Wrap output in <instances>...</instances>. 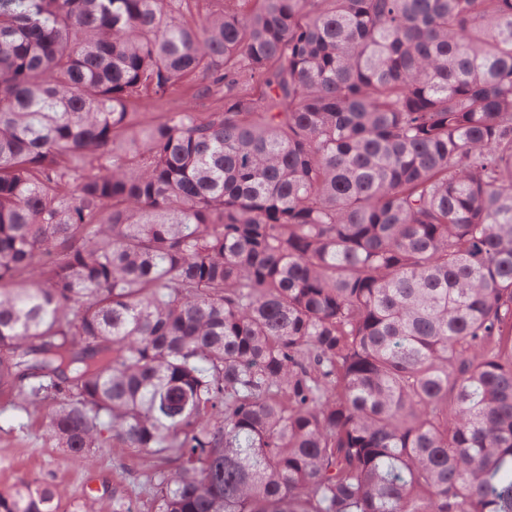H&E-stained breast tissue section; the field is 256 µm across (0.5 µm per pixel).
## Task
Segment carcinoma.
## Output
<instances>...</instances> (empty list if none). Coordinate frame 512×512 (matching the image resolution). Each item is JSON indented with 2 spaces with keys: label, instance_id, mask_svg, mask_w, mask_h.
I'll return each mask as SVG.
<instances>
[{
  "label": "carcinoma",
  "instance_id": "cac0c4a2",
  "mask_svg": "<svg viewBox=\"0 0 512 512\" xmlns=\"http://www.w3.org/2000/svg\"><path fill=\"white\" fill-rule=\"evenodd\" d=\"M188 2L0 0V409L150 512H512V0Z\"/></svg>",
  "mask_w": 512,
  "mask_h": 512
}]
</instances>
